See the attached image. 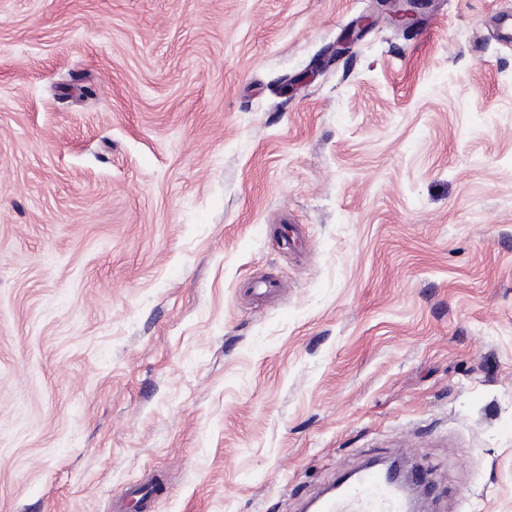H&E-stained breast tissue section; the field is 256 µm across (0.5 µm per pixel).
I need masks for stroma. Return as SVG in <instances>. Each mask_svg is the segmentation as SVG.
I'll list each match as a JSON object with an SVG mask.
<instances>
[{
    "label": "stroma",
    "mask_w": 512,
    "mask_h": 512,
    "mask_svg": "<svg viewBox=\"0 0 512 512\" xmlns=\"http://www.w3.org/2000/svg\"><path fill=\"white\" fill-rule=\"evenodd\" d=\"M506 11L0 0V512H512ZM333 494L315 501L316 512H407L404 492L383 470L369 467L359 471Z\"/></svg>",
    "instance_id": "35a3bbf8"
}]
</instances>
